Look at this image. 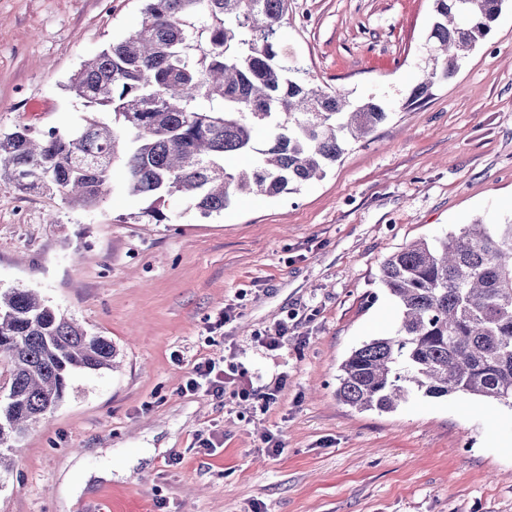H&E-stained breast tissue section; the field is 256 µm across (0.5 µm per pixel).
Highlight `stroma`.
Returning <instances> with one entry per match:
<instances>
[{
    "instance_id": "obj_1",
    "label": "stroma",
    "mask_w": 512,
    "mask_h": 512,
    "mask_svg": "<svg viewBox=\"0 0 512 512\" xmlns=\"http://www.w3.org/2000/svg\"><path fill=\"white\" fill-rule=\"evenodd\" d=\"M142 0H0V134L67 130L84 61ZM433 0H288V52L318 84L390 115L323 179L170 224L111 193L96 209L0 180V289L107 337L121 366L75 374L0 470V512H512V407L451 394L391 412L336 398L352 350L394 333L380 267L407 244L512 218V2L432 96ZM288 324L279 349L267 332ZM244 367L273 403L184 388L193 363ZM282 444L272 455L261 435ZM210 436L204 446L202 436ZM122 471L65 510L76 463Z\"/></svg>"
}]
</instances>
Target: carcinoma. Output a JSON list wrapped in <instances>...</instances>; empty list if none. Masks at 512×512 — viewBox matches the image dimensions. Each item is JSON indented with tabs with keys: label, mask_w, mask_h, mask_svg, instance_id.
Segmentation results:
<instances>
[{
	"label": "carcinoma",
	"mask_w": 512,
	"mask_h": 512,
	"mask_svg": "<svg viewBox=\"0 0 512 512\" xmlns=\"http://www.w3.org/2000/svg\"><path fill=\"white\" fill-rule=\"evenodd\" d=\"M143 2L135 30L70 78L91 116L75 131L0 134V180L93 208L111 193L118 164L126 194L151 200L145 214L170 224L163 206L174 194L209 217L238 195L277 197L321 179L348 140L387 118L374 100L353 104L290 63L288 0ZM507 3L433 0L428 72L408 104L454 76ZM235 155L252 165L227 169ZM381 282L397 329L342 362L340 401L388 412L460 393L512 407V221L412 242L386 258ZM115 354L111 340L34 292L0 290V461L64 401L74 374L109 369Z\"/></svg>",
	"instance_id": "cac0c4a2"
}]
</instances>
